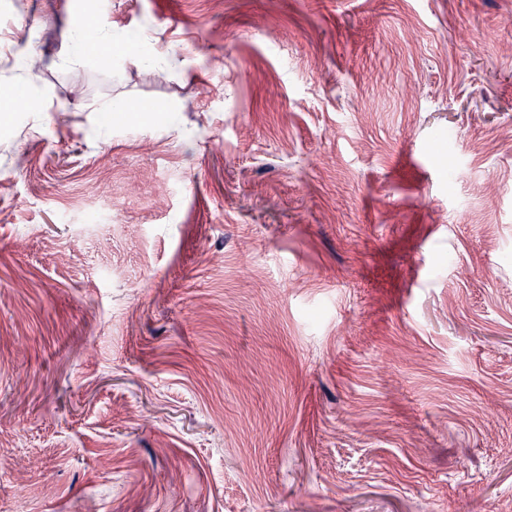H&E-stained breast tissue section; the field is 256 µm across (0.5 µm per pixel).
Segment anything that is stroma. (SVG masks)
<instances>
[{
    "mask_svg": "<svg viewBox=\"0 0 512 512\" xmlns=\"http://www.w3.org/2000/svg\"><path fill=\"white\" fill-rule=\"evenodd\" d=\"M0 32V512H512V0Z\"/></svg>",
    "mask_w": 512,
    "mask_h": 512,
    "instance_id": "35a3bbf8",
    "label": "stroma"
}]
</instances>
